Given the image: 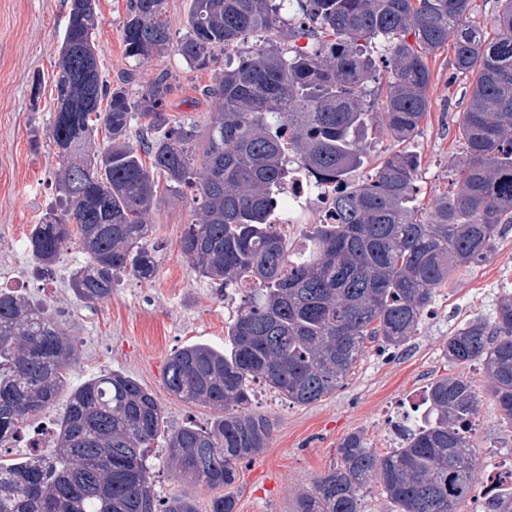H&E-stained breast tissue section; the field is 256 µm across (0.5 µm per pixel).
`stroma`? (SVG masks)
I'll use <instances>...</instances> for the list:
<instances>
[{
    "label": "stroma",
    "mask_w": 512,
    "mask_h": 512,
    "mask_svg": "<svg viewBox=\"0 0 512 512\" xmlns=\"http://www.w3.org/2000/svg\"><path fill=\"white\" fill-rule=\"evenodd\" d=\"M102 24L96 48L105 79L138 68L139 94L162 70L169 71L171 91L164 104L173 119L206 125L211 101L204 89L208 70H192L173 53L134 65L126 58L123 24L127 0H98ZM68 0H0V289L22 293L67 322L79 349V365L70 378L78 385L106 370H118L150 390L164 407V421L151 455L160 498L186 494L198 512H209L212 491L186 482L166 465L165 435L186 425H206L213 409L170 395L163 384L167 359L194 343L220 348L242 295L232 290L217 297L196 279L182 255L180 241L190 220V196L161 193L151 214L156 272L152 278L124 276L111 299L94 307L71 293L72 268L82 261L77 248L64 251L51 272H38L25 242L54 199L50 183L58 148L47 131L52 122L58 51L68 14ZM452 46L431 55L430 109L410 148L422 158L417 203L430 201L449 187L448 160L458 151L455 120L466 104L464 81L449 82ZM40 80L39 101H32L33 80ZM39 131V147L31 133ZM512 292V230L496 240L483 262L457 269L446 287L437 289L415 336L396 351L371 343L343 385L308 405L289 402L262 385H254L250 408L274 423L268 448L237 467L228 492L236 512H295L298 494L338 462L337 446L353 432L364 434L378 453L398 447L397 425H414L425 415L431 382L443 376L470 379L480 395L472 441L488 456L512 454V427L488 395L490 379L480 363L456 365L444 355L454 329L476 318L491 317L498 299ZM67 393L32 421L12 442L9 453L52 452V424L64 411Z\"/></svg>",
    "instance_id": "35a3bbf8"
}]
</instances>
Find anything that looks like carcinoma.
<instances>
[{
    "instance_id": "1",
    "label": "carcinoma",
    "mask_w": 512,
    "mask_h": 512,
    "mask_svg": "<svg viewBox=\"0 0 512 512\" xmlns=\"http://www.w3.org/2000/svg\"><path fill=\"white\" fill-rule=\"evenodd\" d=\"M293 1L300 19L287 26L282 10ZM498 3L489 39L471 20L473 0H190L175 40L165 0H128L127 57L172 52L200 70L219 52L236 58L213 70L202 128L164 115L165 70L133 98L135 70L104 80L97 0H70L49 128L61 158L56 197L26 248L48 268L77 246L84 261L69 288L89 306L103 304L123 275L154 274L155 176L172 194L190 192L185 259L218 296L245 291L224 348L182 347L163 373L170 394L219 412L165 439L167 466L216 492L210 512H236L222 489L272 437V420L249 409L252 383L296 404L335 392L367 341L407 343L435 290L486 260L512 226V0ZM448 44L450 80L469 82L470 94L457 121L460 152L448 162L452 186L423 215L413 206L421 156L408 144L429 112L427 58ZM374 124L404 148L354 180ZM293 165L314 186L338 187L333 222L309 225L300 250L270 221ZM444 356L486 369L489 395L512 426V293L493 317L457 328ZM77 364L62 320L0 291V449L54 403ZM426 403L428 420L384 455L363 434L347 435L339 463L298 496L295 512H361L371 477L397 512H458L473 490L465 424L479 396L469 380L444 376ZM162 420L158 399L133 377L112 370L88 378L70 392L50 456L0 455V512H196L191 497L156 492L148 448Z\"/></svg>"
}]
</instances>
